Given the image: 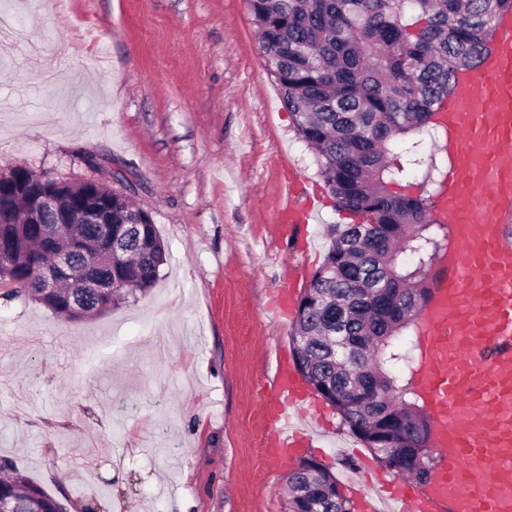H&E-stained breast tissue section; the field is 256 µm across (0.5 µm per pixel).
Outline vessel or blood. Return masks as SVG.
I'll return each mask as SVG.
<instances>
[{
    "mask_svg": "<svg viewBox=\"0 0 512 512\" xmlns=\"http://www.w3.org/2000/svg\"><path fill=\"white\" fill-rule=\"evenodd\" d=\"M454 166L433 216L452 228L453 248L418 321L416 380L429 401L430 482L398 480L404 512H512V19L500 24L492 52L462 76L441 113ZM311 214L286 194L276 218L301 235ZM278 427L267 460L283 466L305 438L289 431L298 374L280 361L266 386Z\"/></svg>",
    "mask_w": 512,
    "mask_h": 512,
    "instance_id": "1",
    "label": "vessel or blood"
}]
</instances>
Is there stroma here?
I'll list each match as a JSON object with an SVG mask.
<instances>
[{"mask_svg":"<svg viewBox=\"0 0 512 512\" xmlns=\"http://www.w3.org/2000/svg\"><path fill=\"white\" fill-rule=\"evenodd\" d=\"M23 40L0 45V167L91 178L112 160L168 249L137 302L82 320L0 298V457L93 512H289L262 443L263 381L291 357L267 304L293 253L285 183L321 185L270 77L247 0H0ZM343 214L329 192L308 227ZM306 456L346 495L391 479L331 407L301 419Z\"/></svg>","mask_w":512,"mask_h":512,"instance_id":"obj_1","label":"stroma"}]
</instances>
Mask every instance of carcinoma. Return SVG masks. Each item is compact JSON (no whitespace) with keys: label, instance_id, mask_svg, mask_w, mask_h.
Wrapping results in <instances>:
<instances>
[{"label":"carcinoma","instance_id":"carcinoma-1","mask_svg":"<svg viewBox=\"0 0 512 512\" xmlns=\"http://www.w3.org/2000/svg\"><path fill=\"white\" fill-rule=\"evenodd\" d=\"M265 56L300 138L314 152L319 175L336 208L355 219L330 224L327 251L299 296L290 331L294 367L316 395L340 416L349 433L387 470L428 482L436 468L430 421L412 383L410 349L401 332L417 328L419 299L429 269L448 246V228L431 213L448 163L422 150L423 136L444 135L436 120L458 78L479 68L499 18L512 0H248ZM406 139L405 162L389 160L392 145ZM423 171L430 190L416 196L389 186ZM48 191L69 208L87 200L112 208V232L125 235L109 252L105 226L87 237L80 266L62 277L61 290L85 272L112 276L115 288L87 294L85 316L138 299L157 282L165 244L152 213L134 206L107 184L50 185L27 173L0 180V197ZM43 224H14L0 216V269L6 298L34 300L72 319L63 301L37 289L39 272L53 265ZM0 487L16 499V512L63 509L41 487L0 459ZM290 512H353L340 482L317 461L304 458L288 473Z\"/></svg>","mask_w":512,"mask_h":512}]
</instances>
